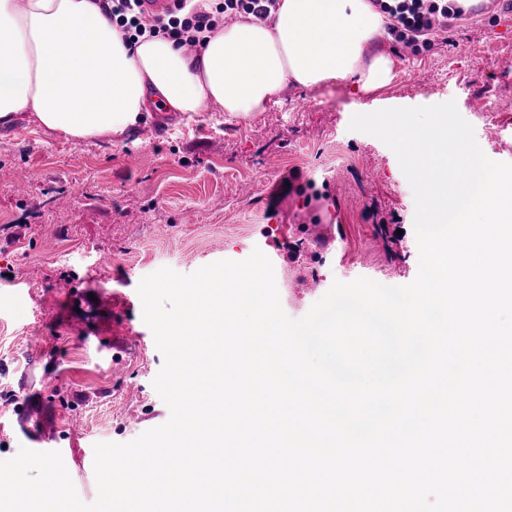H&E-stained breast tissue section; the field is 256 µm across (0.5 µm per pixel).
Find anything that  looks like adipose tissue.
Masks as SVG:
<instances>
[{
	"label": "adipose tissue",
	"instance_id": "ef3b65f1",
	"mask_svg": "<svg viewBox=\"0 0 512 512\" xmlns=\"http://www.w3.org/2000/svg\"><path fill=\"white\" fill-rule=\"evenodd\" d=\"M386 17L371 0H279L268 22L206 35L198 55L166 36L129 42L98 0H0V125L18 112L80 142L134 131L145 112L232 118L276 104L288 83L386 86L393 59L372 52Z\"/></svg>",
	"mask_w": 512,
	"mask_h": 512
}]
</instances>
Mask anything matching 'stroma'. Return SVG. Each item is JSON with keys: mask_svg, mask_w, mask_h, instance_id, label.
I'll use <instances>...</instances> for the list:
<instances>
[{"mask_svg": "<svg viewBox=\"0 0 512 512\" xmlns=\"http://www.w3.org/2000/svg\"><path fill=\"white\" fill-rule=\"evenodd\" d=\"M379 50L395 62L384 88L291 83L278 105L230 123L154 112L134 133L82 143L28 112L0 126V460L62 449L89 503L95 444L168 420L153 386L163 357L138 294L160 268L189 274L260 250L293 319L337 280L414 281L411 187L394 152L349 131L350 119L452 100L482 150L512 163V21L500 0H478L446 43ZM20 168L30 173L23 194Z\"/></svg>", "mask_w": 512, "mask_h": 512, "instance_id": "35a3bbf8", "label": "stroma"}]
</instances>
